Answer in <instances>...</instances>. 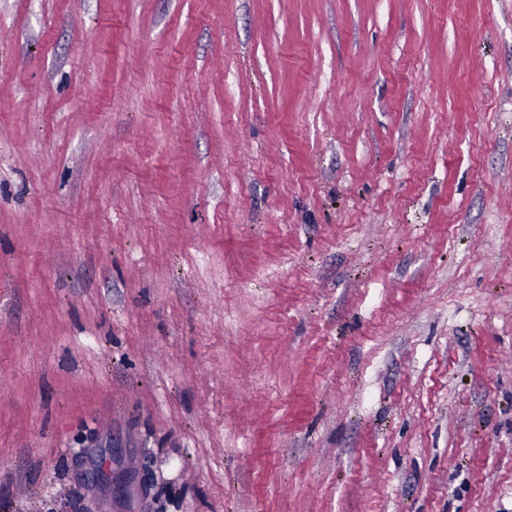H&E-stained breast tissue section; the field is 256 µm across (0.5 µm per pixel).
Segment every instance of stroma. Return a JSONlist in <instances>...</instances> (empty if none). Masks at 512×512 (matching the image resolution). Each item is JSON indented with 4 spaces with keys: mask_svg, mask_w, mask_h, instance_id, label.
I'll return each mask as SVG.
<instances>
[{
    "mask_svg": "<svg viewBox=\"0 0 512 512\" xmlns=\"http://www.w3.org/2000/svg\"><path fill=\"white\" fill-rule=\"evenodd\" d=\"M512 512V0H0V512Z\"/></svg>",
    "mask_w": 512,
    "mask_h": 512,
    "instance_id": "1",
    "label": "stroma"
}]
</instances>
